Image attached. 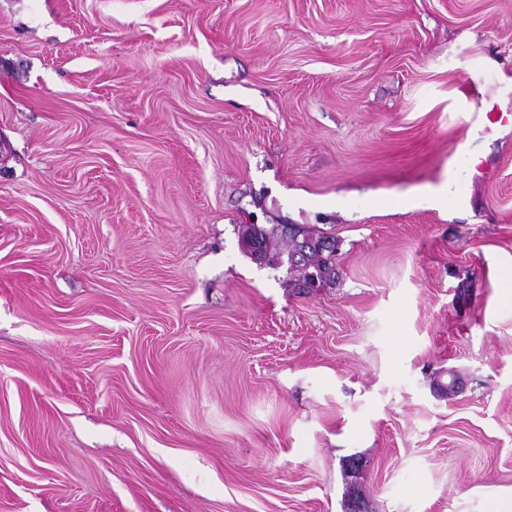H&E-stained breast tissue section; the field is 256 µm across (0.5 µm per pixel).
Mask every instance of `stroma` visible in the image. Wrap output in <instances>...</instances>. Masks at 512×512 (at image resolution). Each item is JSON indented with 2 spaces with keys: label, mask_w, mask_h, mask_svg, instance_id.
<instances>
[{
  "label": "stroma",
  "mask_w": 512,
  "mask_h": 512,
  "mask_svg": "<svg viewBox=\"0 0 512 512\" xmlns=\"http://www.w3.org/2000/svg\"><path fill=\"white\" fill-rule=\"evenodd\" d=\"M476 97L512 110V0H0V512H512ZM291 224L282 225L288 234L281 232L288 240V270L289 272H298L299 288H309L311 278L316 275L321 281L329 277L333 270V261L328 258V253H322L325 247L327 235L314 236L307 229H303V234L296 237L288 231Z\"/></svg>",
  "instance_id": "stroma-1"
}]
</instances>
